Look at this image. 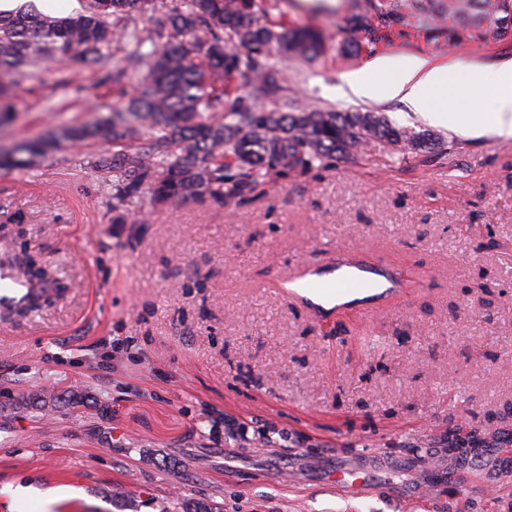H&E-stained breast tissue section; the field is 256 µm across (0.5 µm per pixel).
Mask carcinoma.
Returning a JSON list of instances; mask_svg holds the SVG:
<instances>
[{
	"label": "carcinoma",
	"instance_id": "carcinoma-1",
	"mask_svg": "<svg viewBox=\"0 0 512 512\" xmlns=\"http://www.w3.org/2000/svg\"><path fill=\"white\" fill-rule=\"evenodd\" d=\"M155 0H86L76 17L34 9L0 12V125L13 120L10 84L57 58L104 67L114 41L134 45L146 62L137 96L92 126L65 138L101 137L114 151L94 163L112 186L114 222L128 214L146 223L148 205L207 200L219 207L244 203L264 183L324 168L338 157L357 159L375 148L388 155L423 154L435 140L391 123L380 112L294 106L288 82L270 62L275 55L315 59L326 52L324 33L283 22H260L258 0H179L143 37L129 20L154 11ZM408 17L437 22V35L476 30L494 40L512 35V0H354L351 29L369 34ZM260 87L269 104L244 91ZM39 152L21 142L0 165H22ZM499 423L448 431V472L501 437Z\"/></svg>",
	"mask_w": 512,
	"mask_h": 512
}]
</instances>
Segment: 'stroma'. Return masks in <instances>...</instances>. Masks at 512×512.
Returning <instances> with one entry per match:
<instances>
[{"mask_svg":"<svg viewBox=\"0 0 512 512\" xmlns=\"http://www.w3.org/2000/svg\"><path fill=\"white\" fill-rule=\"evenodd\" d=\"M264 3L270 17L351 35L352 0ZM351 36L355 57L276 60L293 97L384 113L431 135L434 152L339 159L239 207L170 201L147 224L112 221L93 170L109 142L0 167V259L26 251L66 285L0 321V512H40L12 498L19 486L77 490L48 512H512L499 443L462 482L443 453L449 429L512 409V140L342 94L373 56L491 66L512 58V37L450 46L417 19ZM116 87L94 68L44 64L14 87L0 146L94 123ZM350 247L407 278L406 293L320 318L281 288ZM41 391L60 405L41 408ZM364 459L362 489L336 485V466Z\"/></svg>","mask_w":512,"mask_h":512,"instance_id":"obj_1","label":"stroma"}]
</instances>
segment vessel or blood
<instances>
[{
  "label": "vessel or blood",
  "mask_w": 512,
  "mask_h": 512,
  "mask_svg": "<svg viewBox=\"0 0 512 512\" xmlns=\"http://www.w3.org/2000/svg\"><path fill=\"white\" fill-rule=\"evenodd\" d=\"M289 296L305 303L315 314L373 306L400 292L402 282L390 268L374 266L359 255L337 257L289 274L282 282ZM51 293L47 285L19 279L0 269V314L39 306Z\"/></svg>",
  "instance_id": "1"
}]
</instances>
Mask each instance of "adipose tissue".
Wrapping results in <instances>:
<instances>
[{
	"label": "adipose tissue",
	"instance_id": "1",
	"mask_svg": "<svg viewBox=\"0 0 512 512\" xmlns=\"http://www.w3.org/2000/svg\"><path fill=\"white\" fill-rule=\"evenodd\" d=\"M348 90L365 99L408 104L431 124L471 137L512 139V60L496 70L438 64L420 55L379 56L344 75ZM491 100L488 112H461L457 97Z\"/></svg>",
	"mask_w": 512,
	"mask_h": 512
}]
</instances>
